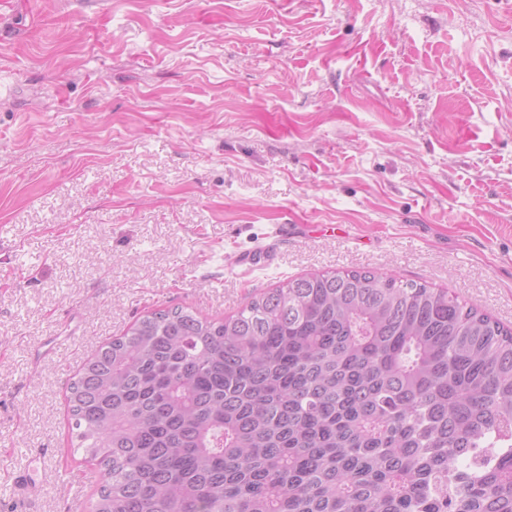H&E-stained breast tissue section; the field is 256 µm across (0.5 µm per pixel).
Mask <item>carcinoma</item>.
Returning a JSON list of instances; mask_svg holds the SVG:
<instances>
[{"mask_svg":"<svg viewBox=\"0 0 512 512\" xmlns=\"http://www.w3.org/2000/svg\"><path fill=\"white\" fill-rule=\"evenodd\" d=\"M67 403L90 512H512V328L382 272L152 312Z\"/></svg>","mask_w":512,"mask_h":512,"instance_id":"carcinoma-1","label":"carcinoma"}]
</instances>
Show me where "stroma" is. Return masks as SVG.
<instances>
[{"label":"stroma","mask_w":512,"mask_h":512,"mask_svg":"<svg viewBox=\"0 0 512 512\" xmlns=\"http://www.w3.org/2000/svg\"><path fill=\"white\" fill-rule=\"evenodd\" d=\"M363 269L512 327L502 0H0V512H88L66 396L106 339ZM12 485L16 496L25 500L32 499L39 492V487L33 481L28 466L14 470Z\"/></svg>","instance_id":"35a3bbf8"}]
</instances>
